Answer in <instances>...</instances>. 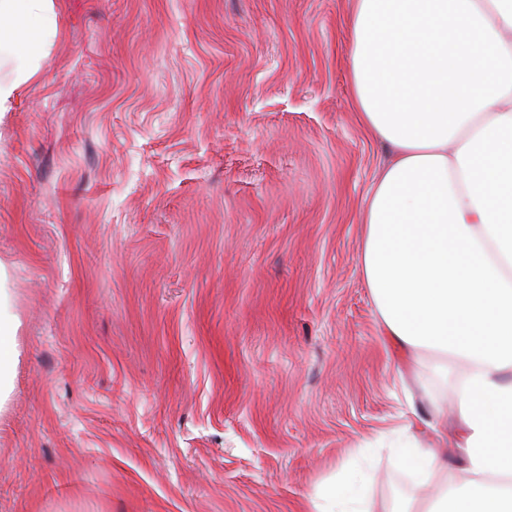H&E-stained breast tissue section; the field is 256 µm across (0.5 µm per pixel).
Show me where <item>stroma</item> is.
Listing matches in <instances>:
<instances>
[{
  "instance_id": "1",
  "label": "stroma",
  "mask_w": 512,
  "mask_h": 512,
  "mask_svg": "<svg viewBox=\"0 0 512 512\" xmlns=\"http://www.w3.org/2000/svg\"><path fill=\"white\" fill-rule=\"evenodd\" d=\"M56 5L0 118V512H313L409 403L453 436L456 371L385 339L362 274L387 155L354 108L353 0ZM370 485V512L416 495L383 453ZM20 320L9 304L7 288L0 289V412L13 391L15 366L19 358L17 331Z\"/></svg>"
}]
</instances>
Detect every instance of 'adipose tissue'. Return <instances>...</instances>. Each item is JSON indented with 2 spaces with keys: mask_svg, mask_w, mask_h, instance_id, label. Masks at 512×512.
Returning <instances> with one entry per match:
<instances>
[{
  "mask_svg": "<svg viewBox=\"0 0 512 512\" xmlns=\"http://www.w3.org/2000/svg\"><path fill=\"white\" fill-rule=\"evenodd\" d=\"M349 69L389 161L367 193L361 267L385 336L420 368L462 372L448 458L416 419L364 441L312 496L367 512L376 449L426 491L422 512H512V0H354ZM55 0H0V112L35 77ZM20 320L0 289V410Z\"/></svg>",
  "mask_w": 512,
  "mask_h": 512,
  "instance_id": "adipose-tissue-1",
  "label": "adipose tissue"
}]
</instances>
